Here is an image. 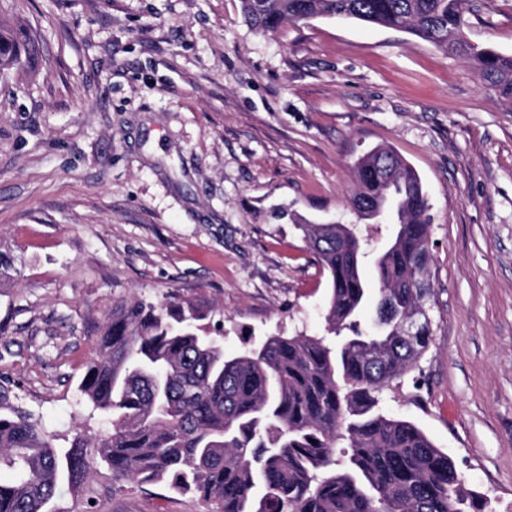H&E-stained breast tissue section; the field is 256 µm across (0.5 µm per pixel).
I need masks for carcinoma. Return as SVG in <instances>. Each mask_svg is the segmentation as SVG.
I'll return each instance as SVG.
<instances>
[{
  "label": "carcinoma",
  "mask_w": 512,
  "mask_h": 512,
  "mask_svg": "<svg viewBox=\"0 0 512 512\" xmlns=\"http://www.w3.org/2000/svg\"><path fill=\"white\" fill-rule=\"evenodd\" d=\"M469 0H242L262 31L318 17L405 30L478 67L484 86L512 105V55L471 43ZM38 53L35 38L0 22V75ZM349 204L358 220L389 224L382 246L355 242L335 223L282 209L327 271L325 336H270L227 358L200 334L202 307L171 295L112 311L79 384L112 416L99 459L138 485L191 494L209 512H484L448 455L412 422L379 408L381 390L414 369L432 344L430 204L420 177L394 150L356 161ZM375 255L382 325L361 317ZM422 315L421 332L402 320ZM0 386V512H47L63 471L94 459L80 438L60 455L52 435L7 404Z\"/></svg>",
  "instance_id": "cac0c4a2"
}]
</instances>
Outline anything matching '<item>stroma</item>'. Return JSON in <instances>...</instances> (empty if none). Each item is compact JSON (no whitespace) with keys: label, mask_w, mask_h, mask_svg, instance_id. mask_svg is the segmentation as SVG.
Returning a JSON list of instances; mask_svg holds the SVG:
<instances>
[{"label":"stroma","mask_w":512,"mask_h":512,"mask_svg":"<svg viewBox=\"0 0 512 512\" xmlns=\"http://www.w3.org/2000/svg\"><path fill=\"white\" fill-rule=\"evenodd\" d=\"M471 42L512 55V0ZM39 41L0 76V382L60 449L112 425L78 385L113 308L205 302L232 357L325 333L326 272L288 206L350 223L353 168L385 145L431 204L433 342L381 407L512 512V106L469 61L407 32L315 18L263 33L241 0H0ZM50 512H208L116 480L61 483Z\"/></svg>","instance_id":"obj_1"}]
</instances>
